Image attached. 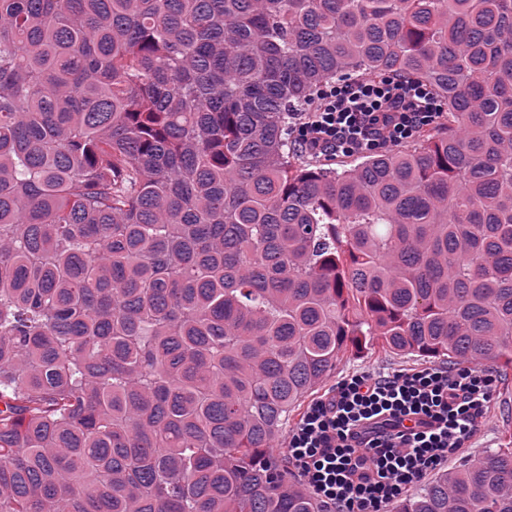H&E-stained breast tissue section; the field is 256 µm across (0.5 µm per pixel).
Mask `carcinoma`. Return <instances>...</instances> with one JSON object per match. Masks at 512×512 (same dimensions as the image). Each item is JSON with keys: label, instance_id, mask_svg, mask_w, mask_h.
Listing matches in <instances>:
<instances>
[{"label": "carcinoma", "instance_id": "1", "mask_svg": "<svg viewBox=\"0 0 512 512\" xmlns=\"http://www.w3.org/2000/svg\"><path fill=\"white\" fill-rule=\"evenodd\" d=\"M448 120L324 168L338 77ZM512 368V0H0V512H324L346 352ZM395 512H512V434Z\"/></svg>", "mask_w": 512, "mask_h": 512}]
</instances>
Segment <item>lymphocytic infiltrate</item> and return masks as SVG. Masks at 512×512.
I'll use <instances>...</instances> for the list:
<instances>
[{"label": "lymphocytic infiltrate", "instance_id": "obj_1", "mask_svg": "<svg viewBox=\"0 0 512 512\" xmlns=\"http://www.w3.org/2000/svg\"><path fill=\"white\" fill-rule=\"evenodd\" d=\"M444 119L426 83L342 78L294 113L293 131L300 152L330 158L398 145ZM495 383L490 371L437 363L349 373L308 405L288 433L285 456L331 512H386L463 449L487 417Z\"/></svg>", "mask_w": 512, "mask_h": 512}]
</instances>
